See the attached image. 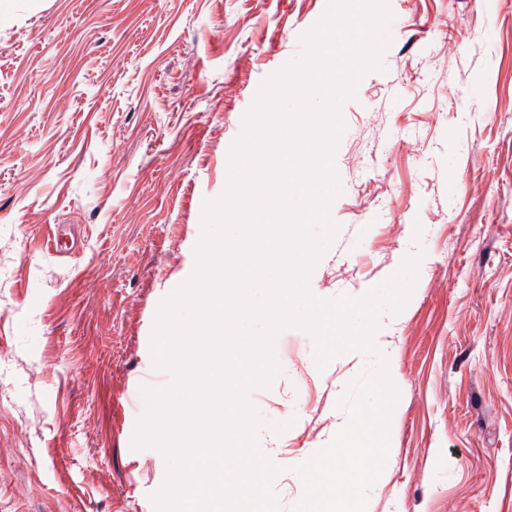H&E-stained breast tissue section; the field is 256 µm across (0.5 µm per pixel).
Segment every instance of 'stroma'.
I'll list each match as a JSON object with an SVG mask.
<instances>
[{
	"mask_svg": "<svg viewBox=\"0 0 512 512\" xmlns=\"http://www.w3.org/2000/svg\"><path fill=\"white\" fill-rule=\"evenodd\" d=\"M329 0H13L0 19V512H156L133 449L151 341L196 267L205 202L263 83ZM391 42L340 115L338 231L309 277L364 295L419 257L397 313L389 453L367 512H512V0H388ZM68 253L46 252L56 225ZM249 391L288 465L335 434L337 381L292 327Z\"/></svg>",
	"mask_w": 512,
	"mask_h": 512,
	"instance_id": "1",
	"label": "stroma"
}]
</instances>
